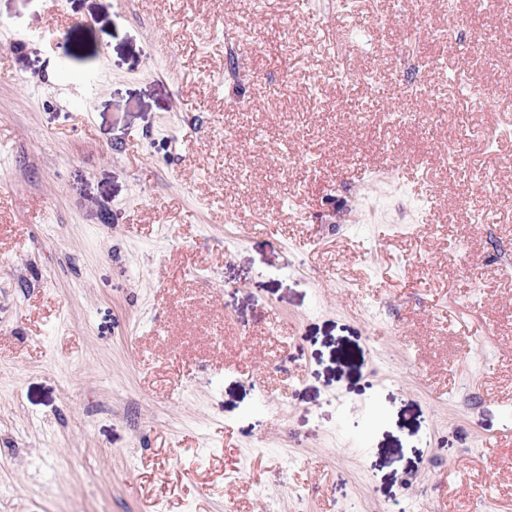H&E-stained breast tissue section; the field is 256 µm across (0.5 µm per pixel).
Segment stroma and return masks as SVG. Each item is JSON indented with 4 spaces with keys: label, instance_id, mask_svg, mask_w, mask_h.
<instances>
[{
    "label": "stroma",
    "instance_id": "1",
    "mask_svg": "<svg viewBox=\"0 0 512 512\" xmlns=\"http://www.w3.org/2000/svg\"><path fill=\"white\" fill-rule=\"evenodd\" d=\"M487 28L512 88L468 0H0V512H512Z\"/></svg>",
    "mask_w": 512,
    "mask_h": 512
}]
</instances>
